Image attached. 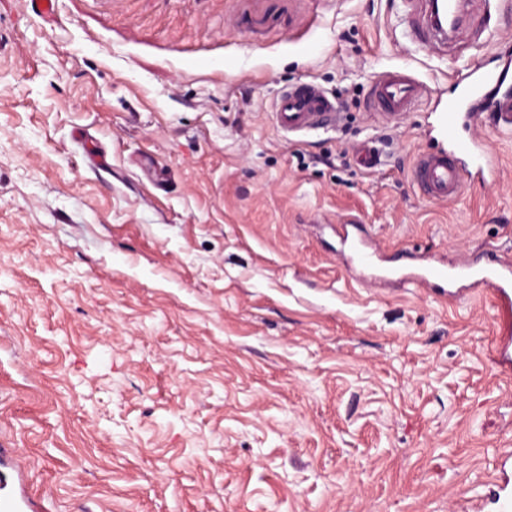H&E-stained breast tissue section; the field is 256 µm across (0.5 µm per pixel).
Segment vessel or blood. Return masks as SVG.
<instances>
[{"instance_id":"1","label":"vessel or blood","mask_w":512,"mask_h":512,"mask_svg":"<svg viewBox=\"0 0 512 512\" xmlns=\"http://www.w3.org/2000/svg\"><path fill=\"white\" fill-rule=\"evenodd\" d=\"M512 76V58H499L490 68L483 66L459 72L454 94L440 119L448 146L418 154L412 179L422 198L447 203L455 200L464 182L489 183L499 175V160L473 129L482 108L494 114L499 130L512 133V95L498 89ZM427 93L426 84L414 74L396 69L374 82L370 105L386 117L409 111ZM277 129L287 137H301L313 131H328L336 124V103L316 83L306 81L285 88L273 112ZM404 277L418 286L462 291L466 295L491 292L503 311L512 310V260L491 255L472 258L455 265L428 262L410 267ZM28 467L15 459L11 472L0 474V512H46L43 502L32 499L25 487Z\"/></svg>"}]
</instances>
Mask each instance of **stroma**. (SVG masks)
Here are the masks:
<instances>
[{"instance_id":"obj_1","label":"stroma","mask_w":512,"mask_h":512,"mask_svg":"<svg viewBox=\"0 0 512 512\" xmlns=\"http://www.w3.org/2000/svg\"><path fill=\"white\" fill-rule=\"evenodd\" d=\"M0 0V437L50 512H469L512 448L507 319L489 297L378 284L392 265L512 256V138L496 181L423 201L435 100L374 114L408 68L438 93L512 57V15L464 0ZM311 80L335 130L285 138ZM374 146L377 166L355 159ZM274 120L285 137L306 136L312 131L326 132L336 126V102L312 81L285 88L276 101Z\"/></svg>"}]
</instances>
